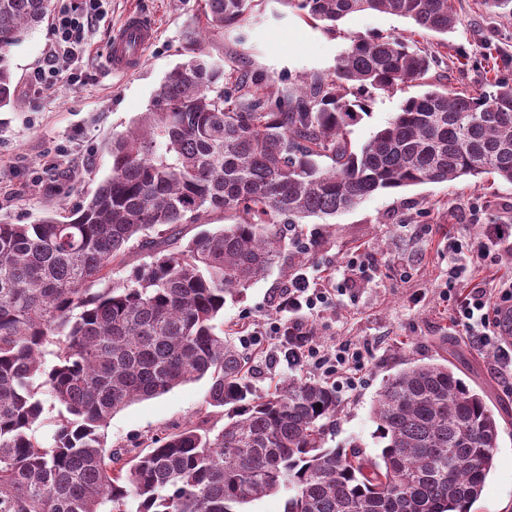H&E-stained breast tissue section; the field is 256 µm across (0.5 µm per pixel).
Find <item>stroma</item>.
<instances>
[{"label": "stroma", "instance_id": "1", "mask_svg": "<svg viewBox=\"0 0 512 512\" xmlns=\"http://www.w3.org/2000/svg\"><path fill=\"white\" fill-rule=\"evenodd\" d=\"M452 3L457 23L443 48L439 35L387 13H355L329 31L280 0H260L242 26L217 33L205 28L203 0H112L89 35L80 82L63 81L44 93L31 87L52 39L51 22H43L10 51L14 104L0 112V224H31L48 205L69 211L85 203L94 180L111 173L106 143L147 111L166 72L196 50L220 62L225 73L263 75L277 96L311 77H333L338 58L360 35H392L436 52L427 80L443 87L478 89L490 65L512 73V17L486 12L481 0ZM132 11L154 21L157 37L138 69L115 73L105 58L108 42ZM193 28L200 31L194 42L187 37ZM421 92L414 85L374 92L368 112L348 128L354 146L384 127L405 98ZM511 222L512 183L491 176L380 192L348 213L308 219L302 232L307 253L286 246L264 278L227 297L224 333L236 342L261 333L260 343L245 351L256 393L274 378L316 377V370L294 371L278 361L262 330L280 319L276 298L295 273L336 269L355 252L368 253L375 276L357 281L335 306L308 318L315 343L327 348L348 340L364 358L357 387L336 390L340 407L328 447L355 442L369 456L379 454L383 442L373 409L383 382L413 364L449 361L484 394L500 421L494 467L472 512H512V383L499 377L491 349L455 335L446 288L449 233L479 237L488 225ZM208 389L204 378L125 407L110 421L108 445L144 447L188 425L221 430L224 414L206 405Z\"/></svg>", "mask_w": 512, "mask_h": 512}]
</instances>
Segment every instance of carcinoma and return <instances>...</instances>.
<instances>
[{
	"instance_id": "carcinoma-1",
	"label": "carcinoma",
	"mask_w": 512,
	"mask_h": 512,
	"mask_svg": "<svg viewBox=\"0 0 512 512\" xmlns=\"http://www.w3.org/2000/svg\"><path fill=\"white\" fill-rule=\"evenodd\" d=\"M253 0H204L224 31ZM328 30L358 12L446 34L451 0H280ZM50 0H0V110L13 101L10 50ZM432 58L397 38L352 40L334 78L286 98L259 76L192 56L166 73L147 112L112 136V174L85 204L0 224V512H240L285 491L284 512H470L494 466L500 424L444 363L389 376L374 411L380 454L327 448L336 387L288 378L251 396L247 360L216 332L226 296L264 276L303 219L372 195L495 175L512 183V80L495 67L474 93L405 99L361 147L347 127L370 93L425 79ZM240 217L182 242L180 225ZM150 261L104 288L112 265ZM207 378L228 407L142 454L107 446L112 415ZM58 410L50 443L37 435Z\"/></svg>"
}]
</instances>
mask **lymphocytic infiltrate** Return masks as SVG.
<instances>
[{
	"instance_id": "lymphocytic-infiltrate-1",
	"label": "lymphocytic infiltrate",
	"mask_w": 512,
	"mask_h": 512,
	"mask_svg": "<svg viewBox=\"0 0 512 512\" xmlns=\"http://www.w3.org/2000/svg\"><path fill=\"white\" fill-rule=\"evenodd\" d=\"M106 0H58L53 18V43L48 67L40 69L35 81L40 89L55 86L63 80L75 81L76 66L86 51V37L96 22L105 15ZM512 252V224H493L483 236L462 241L448 237V301L454 312V324L463 335L477 345L494 349V360L500 376L512 379V343L499 342L500 333L512 329V273L498 271V257ZM488 271V278L471 281L474 269ZM371 258L357 254L345 265L342 280L324 279L300 273L289 279L279 295L277 307L286 312V321L270 323L266 334L276 343V350L291 366L321 370L337 383L354 386L361 366L358 349L345 341L322 349L316 346L307 327V314L333 304L336 296L346 294L357 279L372 275ZM469 279L467 292L457 289L461 279Z\"/></svg>"
}]
</instances>
